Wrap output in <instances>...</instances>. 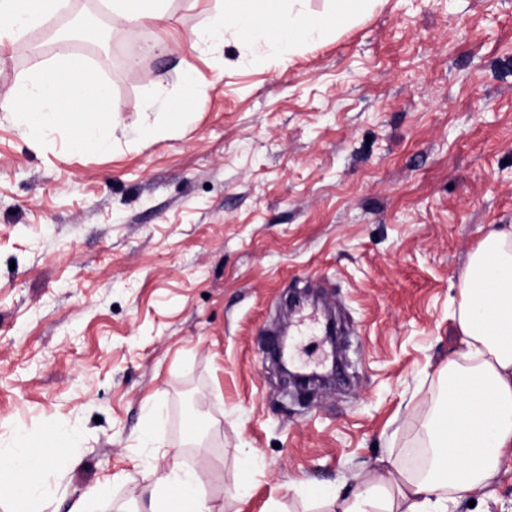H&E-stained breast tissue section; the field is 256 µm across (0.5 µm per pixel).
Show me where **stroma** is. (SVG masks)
<instances>
[{
    "label": "stroma",
    "instance_id": "1",
    "mask_svg": "<svg viewBox=\"0 0 512 512\" xmlns=\"http://www.w3.org/2000/svg\"><path fill=\"white\" fill-rule=\"evenodd\" d=\"M0 42V448L56 440L36 512H146L207 461L210 512H332L325 493L411 465L470 254L512 224V0H379L290 58L225 34L221 0L73 41L120 106L112 145L10 117L47 31ZM165 51H155L157 40ZM197 97L181 114L150 108ZM320 286L348 379L301 403L264 351L283 300ZM291 354L325 362L321 325ZM512 512V457L475 503Z\"/></svg>",
    "mask_w": 512,
    "mask_h": 512
}]
</instances>
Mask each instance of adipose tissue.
Here are the masks:
<instances>
[{"label":"adipose tissue","mask_w":512,"mask_h":512,"mask_svg":"<svg viewBox=\"0 0 512 512\" xmlns=\"http://www.w3.org/2000/svg\"><path fill=\"white\" fill-rule=\"evenodd\" d=\"M378 0H333L321 12L307 0H224V10L198 33V41L217 46L225 33L241 42L264 41L278 56L305 43L326 39L337 26L370 13ZM61 0H0V34L23 35L53 16ZM113 20L138 24L160 20L167 0H105ZM33 91L20 94L14 119L29 128L56 122L62 99H69V121L78 136L74 148L106 147V133L119 122L99 70L78 64L67 48L37 69ZM457 323L465 352L448 358L441 371L440 398L421 423L430 455L426 475L387 460L359 492L336 488V512H451L458 499L483 493L512 454V224L491 228L471 253L459 286ZM64 447L20 444L0 454V488L29 508L49 461ZM197 472L160 477L150 491L149 512H209L199 493Z\"/></svg>","instance_id":"ef3b65f1"}]
</instances>
